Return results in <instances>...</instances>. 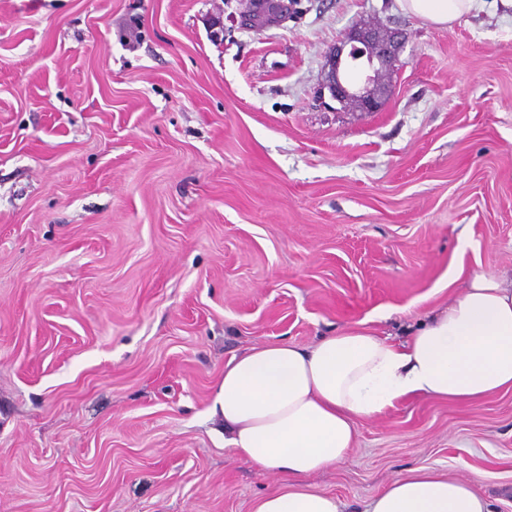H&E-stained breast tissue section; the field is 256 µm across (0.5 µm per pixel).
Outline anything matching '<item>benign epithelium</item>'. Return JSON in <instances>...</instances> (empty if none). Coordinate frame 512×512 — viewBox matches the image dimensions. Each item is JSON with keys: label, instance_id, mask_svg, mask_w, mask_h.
<instances>
[{"label": "benign epithelium", "instance_id": "1", "mask_svg": "<svg viewBox=\"0 0 512 512\" xmlns=\"http://www.w3.org/2000/svg\"><path fill=\"white\" fill-rule=\"evenodd\" d=\"M290 0H249L241 12L249 23L256 13L280 21L288 17ZM402 48L399 32L378 23L349 29L325 57V82L322 89L331 99L343 106L353 104L358 112H379L385 104L387 76L393 61ZM364 60L372 74L356 87L348 83L347 72L354 62Z\"/></svg>", "mask_w": 512, "mask_h": 512}]
</instances>
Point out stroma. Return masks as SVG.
<instances>
[{"label":"stroma","mask_w":512,"mask_h":512,"mask_svg":"<svg viewBox=\"0 0 512 512\" xmlns=\"http://www.w3.org/2000/svg\"><path fill=\"white\" fill-rule=\"evenodd\" d=\"M245 5L0 0V512H252L277 479L212 412L233 355L402 343L455 268L512 274V18ZM371 22L405 41L384 109L325 106ZM417 467L512 512V391L396 405L308 482L362 512ZM291 4L288 0H250L245 10L241 14V18L246 23H250L253 16L260 12L267 18L281 21L288 17V9Z\"/></svg>","instance_id":"1"}]
</instances>
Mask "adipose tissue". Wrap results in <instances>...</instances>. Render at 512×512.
Returning <instances> with one entry per match:
<instances>
[{
    "label": "adipose tissue",
    "instance_id": "ef3b65f1",
    "mask_svg": "<svg viewBox=\"0 0 512 512\" xmlns=\"http://www.w3.org/2000/svg\"><path fill=\"white\" fill-rule=\"evenodd\" d=\"M400 9L446 27L482 11L485 0H397ZM512 390V284L465 274L446 307L425 312L407 343L365 322L300 346H253L224 366L218 404L224 443L278 487L253 512H344L309 475L345 463L359 422L417 398L469 404ZM364 512H493L474 481L435 468L393 479Z\"/></svg>",
    "mask_w": 512,
    "mask_h": 512
}]
</instances>
